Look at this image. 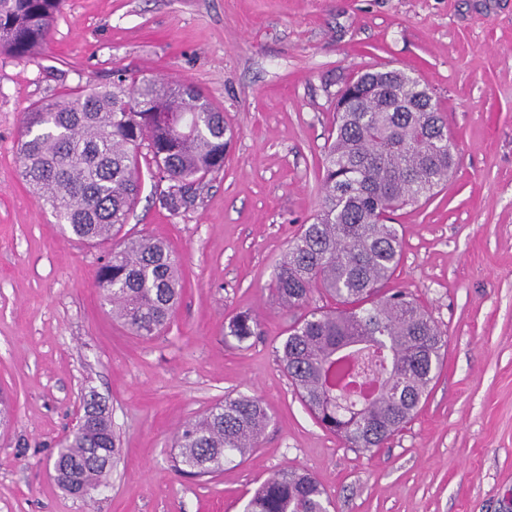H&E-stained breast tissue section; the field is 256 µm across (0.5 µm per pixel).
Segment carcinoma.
Returning <instances> with one entry per match:
<instances>
[{
  "instance_id": "carcinoma-1",
  "label": "carcinoma",
  "mask_w": 512,
  "mask_h": 512,
  "mask_svg": "<svg viewBox=\"0 0 512 512\" xmlns=\"http://www.w3.org/2000/svg\"><path fill=\"white\" fill-rule=\"evenodd\" d=\"M61 0H0V54L35 55L47 40ZM336 135L322 165V202L277 266L272 292L289 310L318 292L337 307L310 309L289 325L278 362L301 401L326 431L371 453L408 423L441 364L444 336L414 295L385 291L401 257L394 211L429 200L456 164L438 102L428 84L400 69L362 74L342 95ZM231 132L224 113L193 86L156 79L73 89L25 115L22 177L76 237L112 242L141 189L138 156L155 165L160 206L177 212L193 186L224 168ZM112 319L144 339L170 323L183 291L178 259L167 244L139 236L110 248L96 274ZM248 312L232 316L224 335L243 343L257 335ZM84 428L62 442L56 479L90 495L117 457L109 408L91 390ZM270 422L257 397L226 396L186 423L171 466L196 479L245 458ZM314 475L282 468L254 490L245 512H329Z\"/></svg>"
}]
</instances>
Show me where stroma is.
Wrapping results in <instances>:
<instances>
[{
    "label": "stroma",
    "instance_id": "35a3bbf8",
    "mask_svg": "<svg viewBox=\"0 0 512 512\" xmlns=\"http://www.w3.org/2000/svg\"><path fill=\"white\" fill-rule=\"evenodd\" d=\"M382 67L430 86L457 169L395 215L391 285L443 332L442 366L413 420L366 455L321 429L280 369L293 314L270 284L320 207L337 92ZM118 70L200 88L234 133L223 169L175 213L139 159L119 236L162 238L185 280L151 339L103 305V248L63 233L21 176L26 112ZM240 311L260 321L244 343L224 335ZM91 389L121 453L84 500L57 485L52 457ZM229 393L265 403L260 447L215 478L178 475L177 431ZM0 397V512H242L284 467L313 473L330 512H512V0H64L34 58L0 55Z\"/></svg>",
    "mask_w": 512,
    "mask_h": 512
}]
</instances>
